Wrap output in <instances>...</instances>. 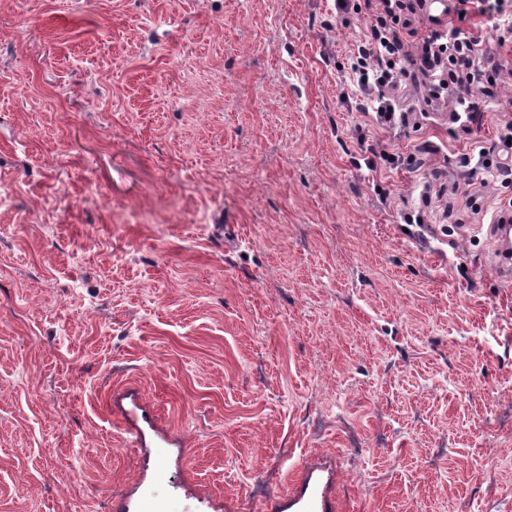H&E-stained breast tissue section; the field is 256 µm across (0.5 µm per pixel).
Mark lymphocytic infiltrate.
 I'll list each match as a JSON object with an SVG mask.
<instances>
[{"mask_svg": "<svg viewBox=\"0 0 512 512\" xmlns=\"http://www.w3.org/2000/svg\"><path fill=\"white\" fill-rule=\"evenodd\" d=\"M337 14L365 18L370 34L347 62L351 84L364 96V120L392 131L406 125L398 88L422 86L428 102L444 104L458 132L484 118L481 103L512 78V0H451V21L431 14L427 0H335ZM495 38L486 42L484 23ZM496 99L499 136L463 165L478 164L501 185H512V98Z\"/></svg>", "mask_w": 512, "mask_h": 512, "instance_id": "lymphocytic-infiltrate-1", "label": "lymphocytic infiltrate"}]
</instances>
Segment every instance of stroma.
Masks as SVG:
<instances>
[{
  "instance_id": "35a3bbf8",
  "label": "stroma",
  "mask_w": 512,
  "mask_h": 512,
  "mask_svg": "<svg viewBox=\"0 0 512 512\" xmlns=\"http://www.w3.org/2000/svg\"><path fill=\"white\" fill-rule=\"evenodd\" d=\"M367 32L0 0V512H512V186L460 163L494 105L361 126ZM434 167L485 196L451 236L402 219ZM493 221H497L499 223L490 225L493 228L494 237L497 244V251L499 252V258H503L505 253L511 252V206L510 208H500L497 210L494 213Z\"/></svg>"
}]
</instances>
